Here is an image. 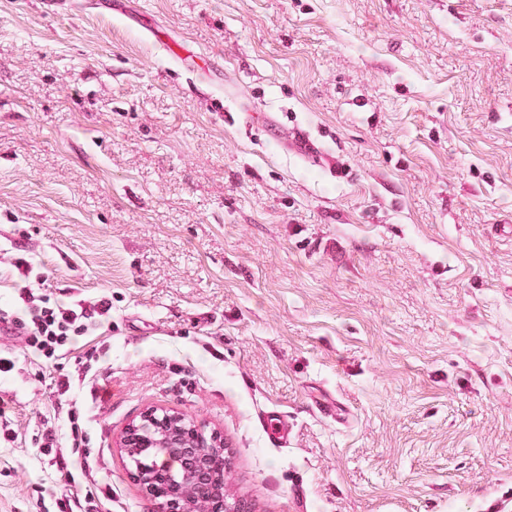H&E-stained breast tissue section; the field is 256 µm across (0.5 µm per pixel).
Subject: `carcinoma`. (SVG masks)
<instances>
[{
  "mask_svg": "<svg viewBox=\"0 0 512 512\" xmlns=\"http://www.w3.org/2000/svg\"><path fill=\"white\" fill-rule=\"evenodd\" d=\"M200 429L194 422L169 419L163 425L154 427L146 424L142 428L144 438L140 444L129 449L137 470L162 491L165 498L187 493L197 494L198 485L191 477L183 462L169 447V436L194 434ZM226 464L218 455L210 458L208 477L205 483L207 496L215 503L224 498V471Z\"/></svg>",
  "mask_w": 512,
  "mask_h": 512,
  "instance_id": "obj_1",
  "label": "carcinoma"
}]
</instances>
